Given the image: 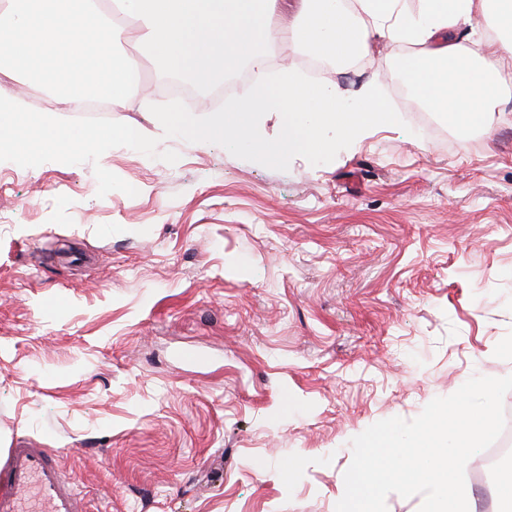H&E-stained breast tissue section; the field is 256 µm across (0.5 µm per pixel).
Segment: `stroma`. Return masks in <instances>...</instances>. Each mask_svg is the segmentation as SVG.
Segmentation results:
<instances>
[{
	"instance_id": "1",
	"label": "stroma",
	"mask_w": 512,
	"mask_h": 512,
	"mask_svg": "<svg viewBox=\"0 0 512 512\" xmlns=\"http://www.w3.org/2000/svg\"><path fill=\"white\" fill-rule=\"evenodd\" d=\"M413 51L326 77L375 80L403 126L285 171L164 137L134 44L149 81L96 120L0 74L25 113L0 149V454L61 451L88 512H335L353 437L512 375V96L468 145L447 115L427 135L394 76Z\"/></svg>"
}]
</instances>
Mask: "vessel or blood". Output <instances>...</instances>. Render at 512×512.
<instances>
[{"label": "vessel or blood", "instance_id": "obj_1", "mask_svg": "<svg viewBox=\"0 0 512 512\" xmlns=\"http://www.w3.org/2000/svg\"><path fill=\"white\" fill-rule=\"evenodd\" d=\"M0 512H86L73 477L50 449L22 445L0 460Z\"/></svg>", "mask_w": 512, "mask_h": 512}]
</instances>
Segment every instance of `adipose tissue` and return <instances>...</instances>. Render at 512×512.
<instances>
[{
	"instance_id": "1",
	"label": "adipose tissue",
	"mask_w": 512,
	"mask_h": 512,
	"mask_svg": "<svg viewBox=\"0 0 512 512\" xmlns=\"http://www.w3.org/2000/svg\"><path fill=\"white\" fill-rule=\"evenodd\" d=\"M113 0L124 17L116 25L98 0H0V72L53 85L68 104L101 94L122 104L137 73L118 52L125 43L199 81L219 67L249 60L264 64L263 45L293 38L343 61L371 50L377 40L418 46L397 67L434 111L449 113L460 132L491 130L499 97L512 80L482 65L483 42L459 41L460 26L483 21L504 33L512 50V0Z\"/></svg>"
}]
</instances>
